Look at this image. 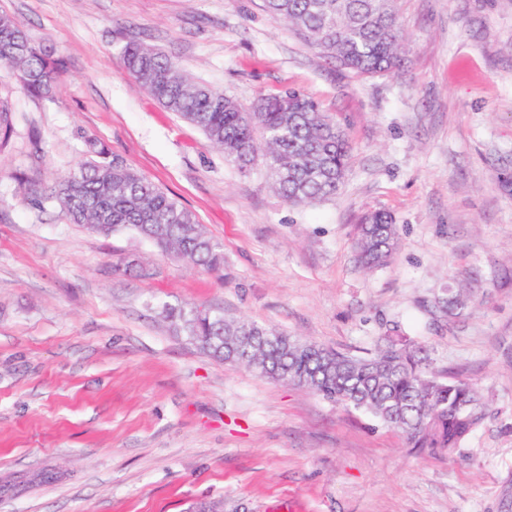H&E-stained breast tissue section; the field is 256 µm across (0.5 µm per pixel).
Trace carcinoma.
Here are the masks:
<instances>
[{"label": "carcinoma", "instance_id": "obj_1", "mask_svg": "<svg viewBox=\"0 0 512 512\" xmlns=\"http://www.w3.org/2000/svg\"><path fill=\"white\" fill-rule=\"evenodd\" d=\"M336 66L357 75L398 71L408 62L397 0H263ZM124 64L138 86L179 114L248 174L260 162L274 191L288 204L321 202L340 190L348 167L344 133L314 96L295 88L261 96L245 110L224 91L200 83L152 46L129 43ZM0 73L41 97L60 75V62L33 43L20 22L0 13ZM91 159L59 179L50 194L33 191L30 204L50 202L73 224L109 234L132 230L165 252L209 271L224 267L221 243L196 215L133 169L105 161L98 143ZM362 266L386 265L398 249L392 217L376 212L356 226ZM165 318L183 328L210 356L241 364L273 381L307 388L329 402L369 414L403 433L413 448H457L478 422L479 395L468 381L429 371L421 348L389 340L373 355H344L272 328L231 320L221 312L167 307Z\"/></svg>", "mask_w": 512, "mask_h": 512}]
</instances>
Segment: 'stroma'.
<instances>
[{"label": "stroma", "mask_w": 512, "mask_h": 512, "mask_svg": "<svg viewBox=\"0 0 512 512\" xmlns=\"http://www.w3.org/2000/svg\"><path fill=\"white\" fill-rule=\"evenodd\" d=\"M410 63L336 70L262 0H0L63 70L0 75V512H512V0H398ZM248 108L292 87L343 130L349 171L292 206L139 89L127 43ZM104 144L224 248L209 272L132 233L29 204ZM399 247L363 270L355 226ZM464 292L458 314L442 307ZM205 307L355 356L405 336L473 383L465 443L410 447L371 416L199 350L164 305ZM358 256L365 269L386 265L398 249V233L392 217L376 212L356 226Z\"/></svg>", "instance_id": "1"}]
</instances>
